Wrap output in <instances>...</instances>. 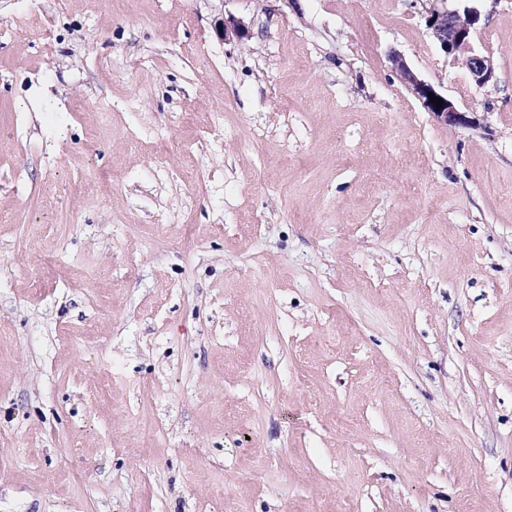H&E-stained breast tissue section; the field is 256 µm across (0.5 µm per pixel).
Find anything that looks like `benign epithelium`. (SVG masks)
<instances>
[{
  "label": "benign epithelium",
  "mask_w": 512,
  "mask_h": 512,
  "mask_svg": "<svg viewBox=\"0 0 512 512\" xmlns=\"http://www.w3.org/2000/svg\"><path fill=\"white\" fill-rule=\"evenodd\" d=\"M429 2L430 6L425 11V23L433 41L446 55L455 60L467 61L466 69L476 83H487L494 74L493 62L489 56L474 48V37L482 17L478 6L480 0H465L462 8L454 10L438 5L440 0ZM389 60L400 81L422 102L436 121L454 126L469 123L466 113L459 111L453 101L419 78L401 53L391 52ZM431 93L443 100L441 106L438 107L430 101Z\"/></svg>",
  "instance_id": "benign-epithelium-1"
}]
</instances>
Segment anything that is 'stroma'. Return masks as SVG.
<instances>
[{"label":"stroma","mask_w":512,"mask_h":512,"mask_svg":"<svg viewBox=\"0 0 512 512\" xmlns=\"http://www.w3.org/2000/svg\"><path fill=\"white\" fill-rule=\"evenodd\" d=\"M426 4L0 0V512H512V0ZM443 1L429 0L430 6L425 11L426 27L433 41L446 55L467 61L465 68L477 84L487 83L494 74L493 62L474 48L482 17L478 2L483 0H463L467 3L462 9L454 10L438 5ZM389 60L392 69L395 71L400 81L422 102L423 106L436 121L445 125L454 126L466 125L470 122L466 113L459 111L453 101L437 92L431 84L419 78L401 53L397 51L391 52ZM428 93H432L435 97L441 98L443 100L441 106L436 107V101L430 102Z\"/></svg>","instance_id":"obj_1"}]
</instances>
